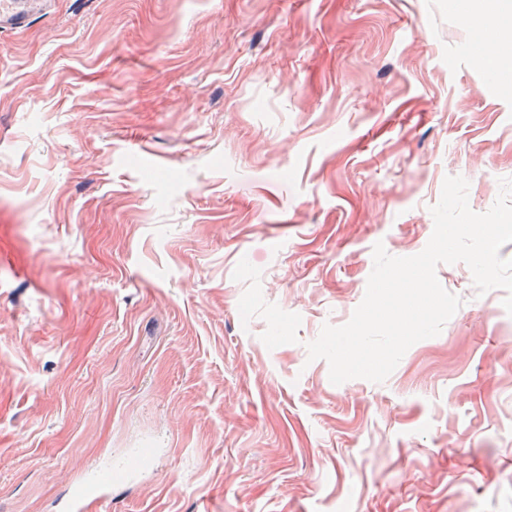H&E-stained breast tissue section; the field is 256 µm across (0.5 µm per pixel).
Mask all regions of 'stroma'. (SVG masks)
<instances>
[{"instance_id": "obj_1", "label": "stroma", "mask_w": 512, "mask_h": 512, "mask_svg": "<svg viewBox=\"0 0 512 512\" xmlns=\"http://www.w3.org/2000/svg\"><path fill=\"white\" fill-rule=\"evenodd\" d=\"M503 0H55L0 33V512H512V316L462 304L381 383L307 343L488 211ZM100 479H96L94 484H98ZM98 484L92 487V490L87 492H80L77 494L68 505L70 511L73 512H88L100 507L105 495L100 492L101 486Z\"/></svg>"}]
</instances>
